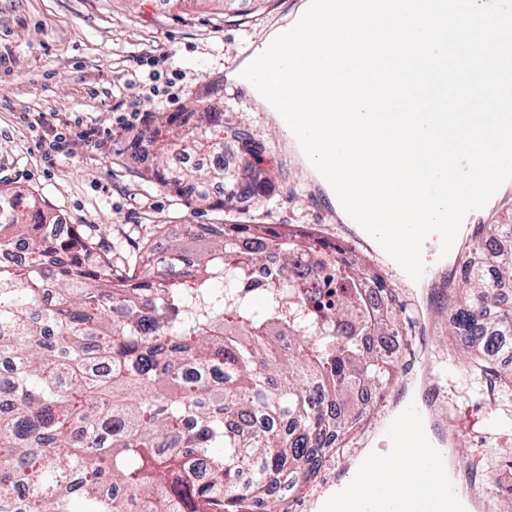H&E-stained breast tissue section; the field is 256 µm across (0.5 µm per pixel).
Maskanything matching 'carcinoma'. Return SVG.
Here are the masks:
<instances>
[{
  "label": "carcinoma",
  "instance_id": "1",
  "mask_svg": "<svg viewBox=\"0 0 512 512\" xmlns=\"http://www.w3.org/2000/svg\"><path fill=\"white\" fill-rule=\"evenodd\" d=\"M142 137L153 168H137L176 195L204 202L222 183L255 194L266 171L250 162L174 169L171 151L224 150V114L203 106L152 115ZM62 222L43 200L0 190V249L27 245L20 265L0 264V512H288L274 483H313L329 453L368 419L398 361L364 348L395 333L397 295L379 302L358 264L290 231L269 238L248 224H189L203 243L134 247V270L112 265V238L96 224L64 242L39 233ZM459 265L451 325L470 370L494 374L512 397V301L482 278L512 281V224L477 226ZM262 239L280 264L262 265L240 233ZM307 258L336 301L305 299L292 273ZM292 340L280 347L281 337ZM235 411L260 421L248 435L224 427ZM252 473L246 489L243 470Z\"/></svg>",
  "mask_w": 512,
  "mask_h": 512
}]
</instances>
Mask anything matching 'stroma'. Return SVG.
Listing matches in <instances>:
<instances>
[{
	"instance_id": "1",
	"label": "stroma",
	"mask_w": 512,
	"mask_h": 512,
	"mask_svg": "<svg viewBox=\"0 0 512 512\" xmlns=\"http://www.w3.org/2000/svg\"><path fill=\"white\" fill-rule=\"evenodd\" d=\"M297 3L249 0L238 16L210 0H0V189L43 199L66 223L109 227L116 265L130 263L135 242L154 236L159 224L166 229L154 237L161 251L184 237L189 224H255L270 234L310 231L343 247L349 258L373 261L402 302L404 342L395 383L365 432L327 459L315 484L290 499L288 512H319V501L348 477L366 449L387 448L379 427L419 389L429 364L453 424L449 431L433 425L434 436L451 449L477 512H504L500 482L512 476V428L494 431L490 422L512 417V399L493 397L492 377L469 371L447 296L433 287L419 295L388 258L350 246L352 225L322 217L316 201L324 192L314 187L282 130L253 102L223 91L224 73L243 46L259 43ZM204 103L223 110L225 139L261 146L255 161L268 169L270 182L250 203L235 200L221 208L187 201L127 165V149L142 132L121 125L127 108L146 118ZM60 133L66 136L62 151L45 158Z\"/></svg>"
}]
</instances>
